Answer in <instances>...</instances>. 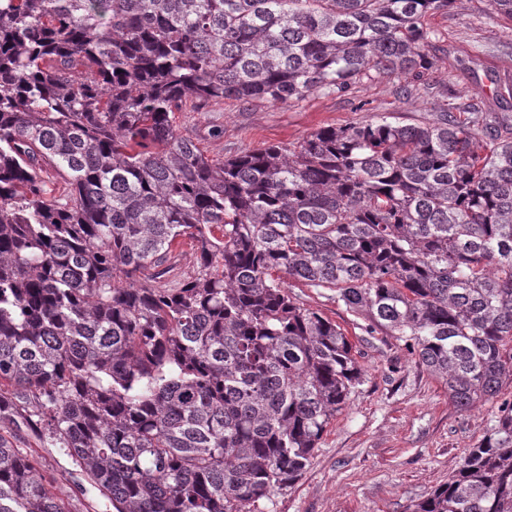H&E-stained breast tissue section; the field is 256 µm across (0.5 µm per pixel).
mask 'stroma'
<instances>
[{"mask_svg": "<svg viewBox=\"0 0 512 512\" xmlns=\"http://www.w3.org/2000/svg\"><path fill=\"white\" fill-rule=\"evenodd\" d=\"M429 62L414 74L364 77L345 93L316 92L300 100L209 102L177 113L178 134L209 158H224L270 144L299 145L327 126L364 123L385 114L401 123L428 117L456 100L484 109L512 76V21L489 0H456L427 21ZM411 86L413 94L403 95ZM293 298L345 330L357 349L362 381L324 433L315 455L290 487L260 500L261 512H409L414 502L447 482L495 424L498 401L459 410L448 391L388 336H368L329 290L290 281ZM44 475L59 478L71 512H107L98 490L56 448H33Z\"/></svg>", "mask_w": 512, "mask_h": 512, "instance_id": "1", "label": "stroma"}]
</instances>
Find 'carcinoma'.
Returning <instances> with one entry per match:
<instances>
[{"mask_svg":"<svg viewBox=\"0 0 512 512\" xmlns=\"http://www.w3.org/2000/svg\"><path fill=\"white\" fill-rule=\"evenodd\" d=\"M455 0H0V512H256L362 369L333 292L469 411L512 384V115L322 128L215 163L195 101L287 102L426 64ZM65 183L46 197L43 175ZM193 275L160 279L181 239ZM410 512H512V403ZM26 443L21 447L39 459L43 474L46 477L54 476L61 479L58 484L64 488L66 495H69L68 502L72 512H110L106 510L108 508H106L104 498L97 489L82 478L79 468L72 463L70 458L57 448H37V444L33 440H30L29 444ZM66 472L72 474L69 476Z\"/></svg>","mask_w":512,"mask_h":512,"instance_id":"1","label":"carcinoma"}]
</instances>
